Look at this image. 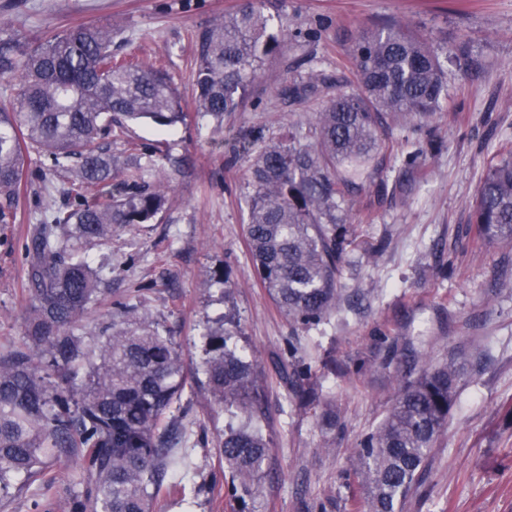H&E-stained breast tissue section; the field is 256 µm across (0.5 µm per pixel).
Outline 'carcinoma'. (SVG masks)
Returning <instances> with one entry per match:
<instances>
[{"label": "carcinoma", "instance_id": "obj_1", "mask_svg": "<svg viewBox=\"0 0 512 512\" xmlns=\"http://www.w3.org/2000/svg\"><path fill=\"white\" fill-rule=\"evenodd\" d=\"M282 39L265 0H245L195 39L194 110L224 123L238 111ZM361 91L338 93L303 127L288 124L272 144L262 136L250 157L246 236L258 279L296 328L319 326L340 305V279L352 243L349 198L378 171L388 124L408 125L439 111L448 74L435 48L409 23L386 24L358 37L353 53ZM0 78L16 81L0 107V200L22 184L25 155L36 151L71 173L62 203L32 225L23 243L24 336L0 356V493L23 491L55 467L79 459L85 491L69 512H150L167 476L193 463L175 448L185 431L171 410L199 386L237 419L224 429L220 459L232 490L246 502L258 493L270 457L267 381L257 364L230 346L235 329L207 333L201 373L188 374L172 337L130 302L115 303L123 327L88 344L76 326L109 292L112 264L93 268L79 244L112 229L150 224L166 187L141 168L114 172L111 142L125 122L159 126L184 120L171 76L116 59L112 28L83 23L35 45L0 26ZM488 165L466 231L512 246V140ZM393 375L382 421L358 440L352 474L365 491L363 512H401L425 475L430 452L448 425L463 379L453 357L432 365L414 348ZM295 395L314 399L313 366L294 364ZM319 448L335 450L336 407L324 404Z\"/></svg>", "mask_w": 512, "mask_h": 512}]
</instances>
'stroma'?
I'll return each instance as SVG.
<instances>
[{"label":"stroma","instance_id":"1","mask_svg":"<svg viewBox=\"0 0 512 512\" xmlns=\"http://www.w3.org/2000/svg\"><path fill=\"white\" fill-rule=\"evenodd\" d=\"M242 0H0V21L28 41L84 22L111 26L112 50L161 67L184 101L194 94L193 38ZM283 33L279 54L255 81L244 106L223 127L188 112L184 122L130 125L127 138L160 147L165 158L147 172L169 183L168 201L150 224L113 231L84 248L90 265L112 259V290L77 331L111 327L112 303L125 297L169 331L187 364L205 356V334L222 318L238 321L237 347L267 378L272 422L269 468L249 512H336L347 496L343 475L360 436L384 417L392 399L393 346L422 336L431 363L456 356L465 372L448 425L421 485L403 512H512V247L486 245L465 231L488 162L512 133V0H271ZM392 20L423 26L449 52L465 48L469 67H448L441 110L411 125H390L378 177L352 197L354 243L341 277L348 300L315 330L295 329L256 280L246 246L249 157L243 141L278 140L287 121L308 123L336 94L355 93L357 35ZM311 81L302 99L286 95ZM417 154L407 167L409 154ZM38 153L26 159L15 221L0 224V355L20 342L26 311L22 243L61 198L64 174ZM487 357L475 362L476 350ZM310 362L340 413L336 453L322 454L320 407L301 405L284 373ZM347 367L329 373L327 362ZM174 418L186 426L182 446L199 467L181 492L161 493L155 512H233L219 447L228 422L205 392L183 395ZM73 462L23 493L0 496V512H67L83 488Z\"/></svg>","mask_w":512,"mask_h":512}]
</instances>
